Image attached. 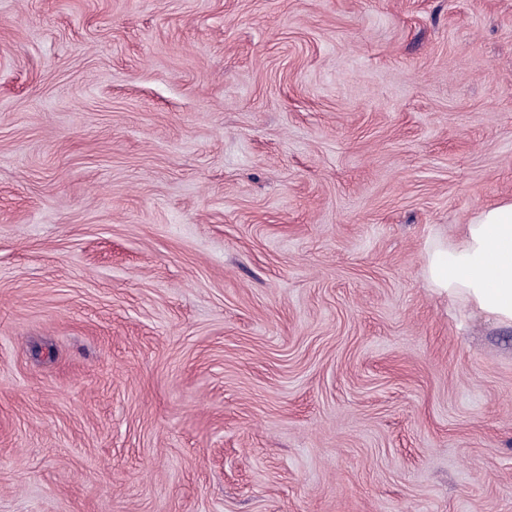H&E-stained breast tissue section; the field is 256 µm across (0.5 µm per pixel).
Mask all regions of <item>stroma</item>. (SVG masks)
Wrapping results in <instances>:
<instances>
[{"label": "stroma", "mask_w": 512, "mask_h": 512, "mask_svg": "<svg viewBox=\"0 0 512 512\" xmlns=\"http://www.w3.org/2000/svg\"><path fill=\"white\" fill-rule=\"evenodd\" d=\"M508 198L512 0H0V512H512ZM423 272L437 292L461 297L512 326V199L478 210L451 249L435 243Z\"/></svg>", "instance_id": "stroma-1"}]
</instances>
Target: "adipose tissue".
Wrapping results in <instances>:
<instances>
[{
	"label": "adipose tissue",
	"instance_id": "adipose-tissue-1",
	"mask_svg": "<svg viewBox=\"0 0 512 512\" xmlns=\"http://www.w3.org/2000/svg\"><path fill=\"white\" fill-rule=\"evenodd\" d=\"M423 272L437 292L512 326V199L478 210L454 246L435 243Z\"/></svg>",
	"mask_w": 512,
	"mask_h": 512
}]
</instances>
